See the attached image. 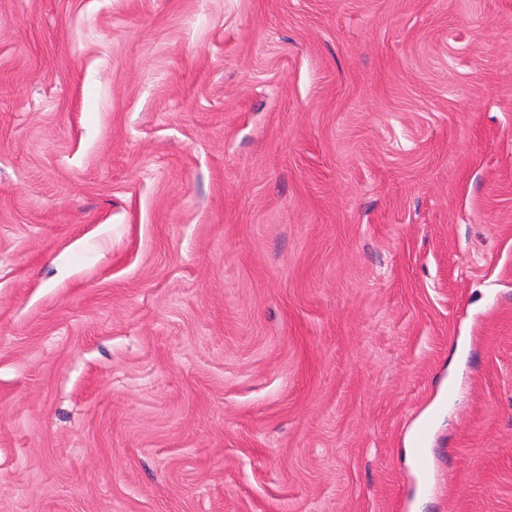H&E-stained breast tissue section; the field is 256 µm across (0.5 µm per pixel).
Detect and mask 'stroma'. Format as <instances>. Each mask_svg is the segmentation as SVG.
I'll use <instances>...</instances> for the list:
<instances>
[{"label":"stroma","mask_w":512,"mask_h":512,"mask_svg":"<svg viewBox=\"0 0 512 512\" xmlns=\"http://www.w3.org/2000/svg\"><path fill=\"white\" fill-rule=\"evenodd\" d=\"M0 512H512V0H0Z\"/></svg>","instance_id":"35a3bbf8"}]
</instances>
